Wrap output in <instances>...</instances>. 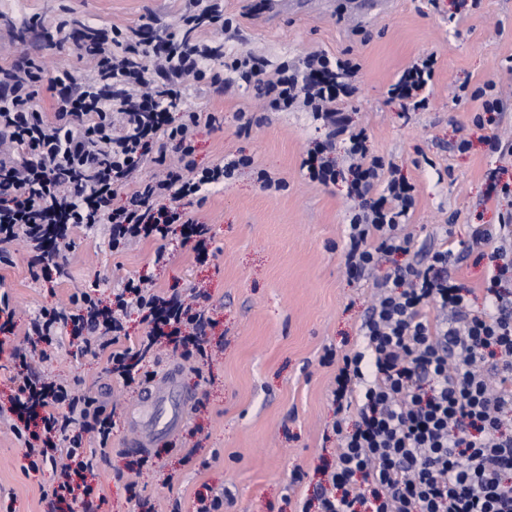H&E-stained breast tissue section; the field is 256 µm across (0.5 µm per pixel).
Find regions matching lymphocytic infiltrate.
<instances>
[{
	"label": "lymphocytic infiltrate",
	"mask_w": 512,
	"mask_h": 512,
	"mask_svg": "<svg viewBox=\"0 0 512 512\" xmlns=\"http://www.w3.org/2000/svg\"><path fill=\"white\" fill-rule=\"evenodd\" d=\"M193 5L178 32L156 45L117 26L91 29L74 47L78 59L92 63L84 72L48 68L31 52L0 65V261L10 262V245L23 242L32 278L52 281L66 273L75 247L71 229L101 225L114 252L142 238L162 243L180 227L205 253L208 229L186 198L253 160L243 155L197 166V138L220 118L186 105L191 82L219 90L251 86L269 111L299 106L347 134L350 191L364 200L348 224L347 270L362 275L384 256L408 253L403 227L414 187L386 174L366 131H348L336 107L339 95L354 93L359 64L315 51L302 65L284 62L265 76L253 54L202 40L204 26L231 25L218 0ZM434 64L430 56L417 59L389 96L424 108ZM44 90L52 97L48 110ZM147 162L157 175L138 178ZM438 235V248L420 265L390 268L373 281L361 346L324 358L336 366L335 464L300 512H512V265L502 261L512 212L471 232L470 249L491 251L497 260L479 310L470 290L448 276L458 256L453 225H442ZM131 310L144 312L148 330L124 348ZM14 316L1 295L0 348L10 347L15 370L9 426L26 468L59 465L43 495L48 512H99L103 498L90 481L96 451L88 443L107 445L112 416L99 397L38 371L34 359L72 337L82 353L106 358L108 373L123 385L148 382L154 374L140 366L162 342L183 358L206 357L208 311L131 278L107 304L83 290L69 305L40 308L16 343Z\"/></svg>",
	"instance_id": "1"
}]
</instances>
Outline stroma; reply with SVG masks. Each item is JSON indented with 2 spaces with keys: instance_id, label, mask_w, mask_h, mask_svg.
<instances>
[{
  "instance_id": "stroma-1",
  "label": "stroma",
  "mask_w": 512,
  "mask_h": 512,
  "mask_svg": "<svg viewBox=\"0 0 512 512\" xmlns=\"http://www.w3.org/2000/svg\"><path fill=\"white\" fill-rule=\"evenodd\" d=\"M360 0H223L233 26L227 47L250 50L268 67L299 62L316 50L358 63V90L337 103L351 129H365L376 155L393 162L415 185V204L405 232L408 254H394L384 268L416 263L437 244L435 232L456 224V240H468L473 225L494 224L512 198L490 196L485 174L494 161L486 143L497 135L512 139V0H388L365 14ZM191 0H0V62L26 51L24 23L36 19L48 67L78 66L72 47L56 45L60 21L97 28L168 30ZM437 58L426 109L406 112L387 90L414 59ZM494 83L509 101L496 125L477 130V100L454 102L460 85ZM188 105L221 113L223 121L200 133L198 166L240 155L254 166L239 169L210 189L195 205L210 227L206 259H197L181 234L165 244L166 264L154 262L158 244L144 239L122 252L108 248L103 228L75 233L68 277L34 281L24 244L12 261L0 263V294L18 310L17 333L31 313L67 302L79 286L98 287L108 297L118 281L147 277L152 288L192 286L204 292L214 321L208 361H186L160 350L153 368H177L181 390L190 396L185 421L168 437L142 450L127 448L136 432L130 414L141 392L112 379L102 358L79 355L76 347L53 349L41 369L115 406L112 439L97 453L95 482L102 512H135L127 485L154 512H192L198 493L223 491L228 512H293L294 498L312 494L331 462L335 440L325 439L333 419L334 367L327 350L355 348L371 305L370 282L350 278L343 249L346 226L359 201L348 182L324 186L300 172L307 153L331 139V130L311 113L265 111L250 88L217 93L202 86ZM249 118V134L239 131ZM470 147L461 152L460 140ZM332 140V139H331ZM286 182L283 190L262 189L258 171ZM23 450L0 417V512H46L42 494L53 480L50 467L25 472ZM304 475L292 486V474Z\"/></svg>"
}]
</instances>
